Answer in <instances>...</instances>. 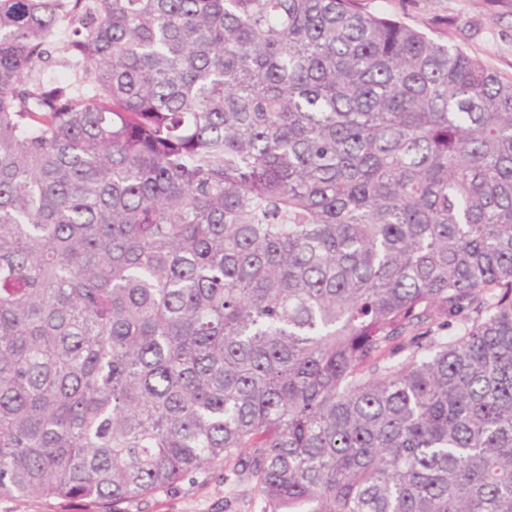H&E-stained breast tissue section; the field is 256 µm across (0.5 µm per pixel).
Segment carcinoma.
Returning <instances> with one entry per match:
<instances>
[{"label":"carcinoma","instance_id":"obj_1","mask_svg":"<svg viewBox=\"0 0 512 512\" xmlns=\"http://www.w3.org/2000/svg\"><path fill=\"white\" fill-rule=\"evenodd\" d=\"M230 463L512 512V79L360 0H0V498Z\"/></svg>","mask_w":512,"mask_h":512}]
</instances>
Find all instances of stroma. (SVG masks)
Wrapping results in <instances>:
<instances>
[{
	"label": "stroma",
	"instance_id": "obj_1",
	"mask_svg": "<svg viewBox=\"0 0 512 512\" xmlns=\"http://www.w3.org/2000/svg\"><path fill=\"white\" fill-rule=\"evenodd\" d=\"M376 15L401 20L457 46L497 74L512 78V0H362ZM251 482L233 467L186 476L175 487L112 506L108 501L2 498L0 512H262Z\"/></svg>",
	"mask_w": 512,
	"mask_h": 512
}]
</instances>
